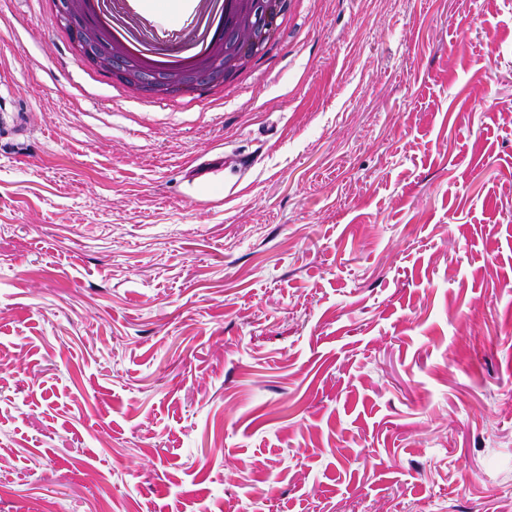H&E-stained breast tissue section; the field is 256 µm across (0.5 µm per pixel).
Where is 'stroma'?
<instances>
[{"mask_svg": "<svg viewBox=\"0 0 512 512\" xmlns=\"http://www.w3.org/2000/svg\"><path fill=\"white\" fill-rule=\"evenodd\" d=\"M276 25L138 99L0 0V512H512V0Z\"/></svg>", "mask_w": 512, "mask_h": 512, "instance_id": "1", "label": "stroma"}]
</instances>
